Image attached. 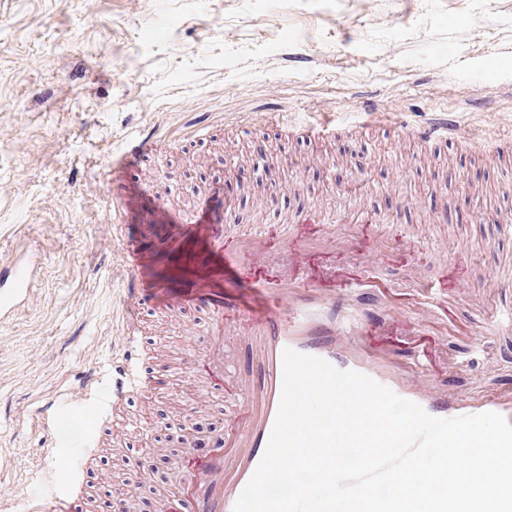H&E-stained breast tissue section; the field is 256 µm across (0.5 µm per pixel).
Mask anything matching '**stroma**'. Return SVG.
<instances>
[{
	"instance_id": "obj_1",
	"label": "stroma",
	"mask_w": 512,
	"mask_h": 512,
	"mask_svg": "<svg viewBox=\"0 0 512 512\" xmlns=\"http://www.w3.org/2000/svg\"><path fill=\"white\" fill-rule=\"evenodd\" d=\"M358 106L386 118L365 124ZM436 112L451 114L458 139L398 141L400 127ZM320 118L334 121L336 137L289 132ZM142 131L169 142L128 170L135 207L148 205L141 187L150 185L201 234L198 201L219 187L234 188L227 218L238 224L275 228L324 204L338 225L321 248L396 293L437 284L455 266L447 308H411L419 340L395 342L394 353L408 363L419 342L435 345L448 371L431 382L453 383L466 400L512 387V324L495 318L512 302L482 288L491 275L512 281V223L486 221L512 216V0H0V265L34 252L42 262L41 286L0 322V484L12 491L0 512H20L54 481L51 442L15 421L17 410L124 358L119 244L125 234L142 242L147 227L106 220L100 172ZM318 156L325 167L308 168ZM340 174L350 183L337 184ZM445 200L468 201V220L452 210L435 221ZM361 213L385 224L395 249L365 259L352 222ZM212 342L204 313L145 315L150 359L206 397L187 410L137 395L102 424L76 413L67 436L100 435L83 512L129 493L156 512L178 494L168 478L186 452L172 439L178 428L202 422L226 436L228 392L207 393L206 376L183 371L187 354ZM146 444L168 460L139 487L123 462Z\"/></svg>"
}]
</instances>
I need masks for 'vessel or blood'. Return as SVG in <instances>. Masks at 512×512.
Here are the masks:
<instances>
[{
	"label": "vessel or blood",
	"instance_id": "1",
	"mask_svg": "<svg viewBox=\"0 0 512 512\" xmlns=\"http://www.w3.org/2000/svg\"><path fill=\"white\" fill-rule=\"evenodd\" d=\"M454 133V126L444 118L432 119L410 131L411 136L427 143ZM165 140V135L157 132L133 137L129 146L113 154L104 165L103 186L113 223L151 225L149 246L152 252L166 257L167 269L171 277L179 279L182 291L167 294L148 279L144 270L149 254L132 240H123L126 357L119 372L97 373L93 382L41 407L37 424L47 436L58 437L60 425L73 411L90 410L96 421L103 422L133 392L166 391L168 369L144 367L140 315L146 308L199 310L210 315L214 326L223 331L230 323L241 324L255 338L262 366L259 394H252L244 384L230 388L234 403L228 411V439L187 456L185 466L194 492L183 500L181 512H234L240 493L263 457L277 417L285 349L365 374L417 403L431 416L455 417L457 412L450 408L447 396L414 386L406 367L392 357L395 329L405 325L408 303L391 302L386 316L379 318L337 319V302L353 290L369 292L375 288V280L306 248L297 232L273 237L267 225L225 220L224 192L220 189L202 196L197 205L199 215L209 222L207 248L202 253L186 248L188 227L184 219L168 211L161 201H154L148 210L130 213L122 187L124 166L130 158L162 150ZM268 242L287 250V278H277L271 271L252 265L251 255ZM37 269V262L31 258L0 267V320L8 318L33 293ZM244 281L258 293V300L247 299L230 306L223 296L206 288L210 282L232 288ZM187 369L192 373L208 372L214 390L225 388L227 364L222 346H215L203 358L189 359ZM97 446V435L91 431L73 441L71 450L53 454L50 465L60 481L49 497L32 499L26 512H78L83 499L81 474Z\"/></svg>",
	"mask_w": 512,
	"mask_h": 512
}]
</instances>
